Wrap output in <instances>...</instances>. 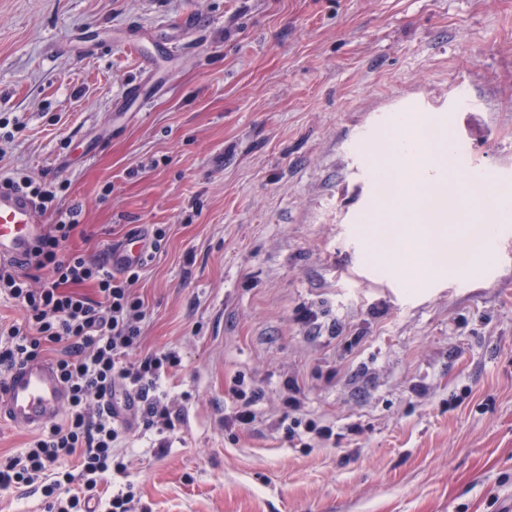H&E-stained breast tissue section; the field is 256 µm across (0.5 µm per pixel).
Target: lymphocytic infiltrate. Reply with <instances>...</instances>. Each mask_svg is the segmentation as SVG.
<instances>
[{
    "mask_svg": "<svg viewBox=\"0 0 512 512\" xmlns=\"http://www.w3.org/2000/svg\"><path fill=\"white\" fill-rule=\"evenodd\" d=\"M0 185L26 191L50 213H58L57 199L68 188L64 182L41 186L13 176L1 178ZM58 215L26 260L30 268L45 271L40 287H32L13 264L0 265V300L24 311L22 322L0 324V372L55 350L69 398L62 418L33 438L24 453L0 457V491L37 485L47 512H88L112 472V450L124 434L105 400L119 394L134 398L145 428L174 430L180 411L160 380L179 366L180 358L170 350L132 360L145 318L134 287L145 261L115 272L100 258L68 251L79 211ZM87 283L95 296L82 293Z\"/></svg>",
    "mask_w": 512,
    "mask_h": 512,
    "instance_id": "lymphocytic-infiltrate-1",
    "label": "lymphocytic infiltrate"
}]
</instances>
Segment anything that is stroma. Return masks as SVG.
<instances>
[{
  "label": "stroma",
  "instance_id": "35a3bbf8",
  "mask_svg": "<svg viewBox=\"0 0 512 512\" xmlns=\"http://www.w3.org/2000/svg\"><path fill=\"white\" fill-rule=\"evenodd\" d=\"M143 33L171 82L114 111ZM402 113L512 184V0H0V174L67 183L69 249L166 231L136 354L178 351L181 420L113 449L133 512H512V219L465 275L382 274L364 147ZM288 395L330 440L288 439ZM233 392L236 400L238 401L233 420L239 425L252 423L257 416L256 411L253 408L256 402V397L253 395L247 397L245 391L241 389H234Z\"/></svg>",
  "mask_w": 512,
  "mask_h": 512
}]
</instances>
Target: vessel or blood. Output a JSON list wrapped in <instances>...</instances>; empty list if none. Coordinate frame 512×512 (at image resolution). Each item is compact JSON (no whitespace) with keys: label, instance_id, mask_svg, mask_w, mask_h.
<instances>
[{"label":"vessel or blood","instance_id":"b4317fda","mask_svg":"<svg viewBox=\"0 0 512 512\" xmlns=\"http://www.w3.org/2000/svg\"><path fill=\"white\" fill-rule=\"evenodd\" d=\"M46 231L45 218L23 190L0 188V263L20 264ZM142 236L128 238L111 261L136 262L145 257ZM68 391L50 363L29 361L0 379V423L23 431L41 429L64 411Z\"/></svg>","mask_w":512,"mask_h":512}]
</instances>
